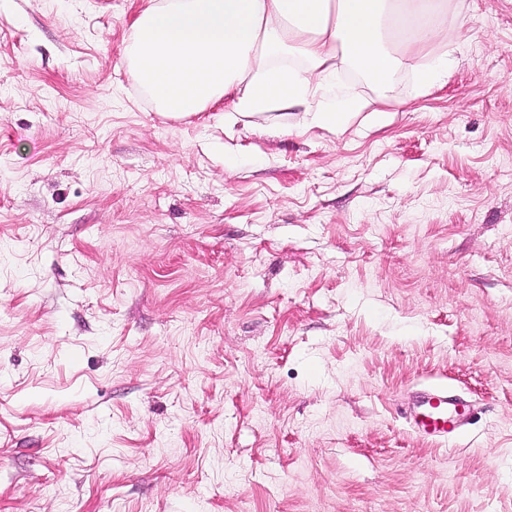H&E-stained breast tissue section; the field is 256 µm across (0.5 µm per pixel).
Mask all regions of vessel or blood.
Instances as JSON below:
<instances>
[{
    "instance_id": "1",
    "label": "vessel or blood",
    "mask_w": 512,
    "mask_h": 512,
    "mask_svg": "<svg viewBox=\"0 0 512 512\" xmlns=\"http://www.w3.org/2000/svg\"><path fill=\"white\" fill-rule=\"evenodd\" d=\"M472 416L469 402L447 385H428L421 389L406 415L410 429L421 439L444 443L464 432Z\"/></svg>"
}]
</instances>
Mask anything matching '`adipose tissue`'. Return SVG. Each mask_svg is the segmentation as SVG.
<instances>
[{
  "mask_svg": "<svg viewBox=\"0 0 512 512\" xmlns=\"http://www.w3.org/2000/svg\"><path fill=\"white\" fill-rule=\"evenodd\" d=\"M447 14V0H150L123 58L162 114L224 97L249 116L307 103L314 81L344 64L385 81L410 53L429 56L419 82L434 86L452 66L432 52ZM285 53L300 66L282 63Z\"/></svg>",
  "mask_w": 512,
  "mask_h": 512,
  "instance_id": "1",
  "label": "adipose tissue"
}]
</instances>
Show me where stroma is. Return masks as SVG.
<instances>
[{
    "label": "stroma",
    "instance_id": "1",
    "mask_svg": "<svg viewBox=\"0 0 512 512\" xmlns=\"http://www.w3.org/2000/svg\"><path fill=\"white\" fill-rule=\"evenodd\" d=\"M147 4L0 0V512H512V0L333 129L162 115ZM472 416L471 405L448 389V385H428L405 416L410 429L421 439L446 443L465 431Z\"/></svg>",
    "mask_w": 512,
    "mask_h": 512
}]
</instances>
